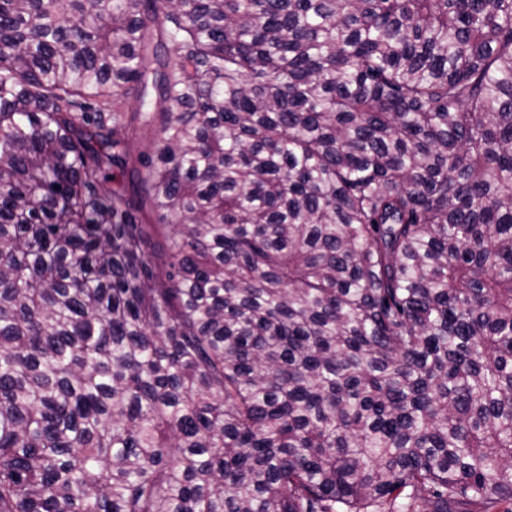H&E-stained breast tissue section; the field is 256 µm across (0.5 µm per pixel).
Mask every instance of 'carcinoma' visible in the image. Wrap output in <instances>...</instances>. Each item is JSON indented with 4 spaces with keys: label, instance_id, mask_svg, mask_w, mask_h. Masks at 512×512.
Instances as JSON below:
<instances>
[{
    "label": "carcinoma",
    "instance_id": "cac0c4a2",
    "mask_svg": "<svg viewBox=\"0 0 512 512\" xmlns=\"http://www.w3.org/2000/svg\"><path fill=\"white\" fill-rule=\"evenodd\" d=\"M461 504L512 512V0H0V512Z\"/></svg>",
    "mask_w": 512,
    "mask_h": 512
}]
</instances>
